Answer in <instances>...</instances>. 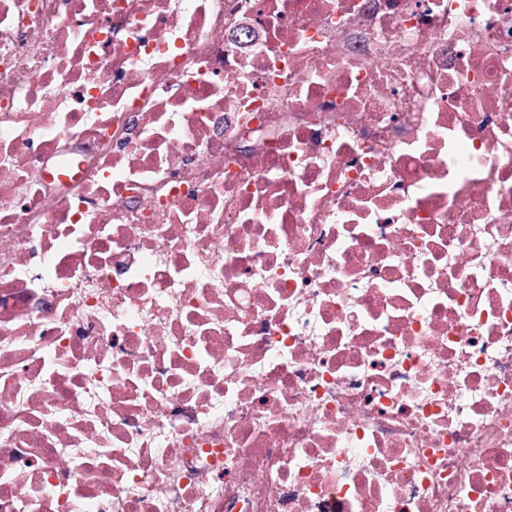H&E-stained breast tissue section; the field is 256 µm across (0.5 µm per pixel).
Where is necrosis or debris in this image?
<instances>
[{"label": "necrosis or debris", "instance_id": "1", "mask_svg": "<svg viewBox=\"0 0 512 512\" xmlns=\"http://www.w3.org/2000/svg\"><path fill=\"white\" fill-rule=\"evenodd\" d=\"M0 512H512V0H0Z\"/></svg>", "mask_w": 512, "mask_h": 512}]
</instances>
